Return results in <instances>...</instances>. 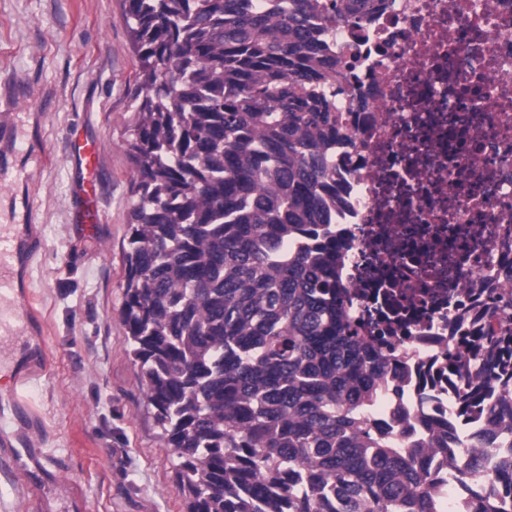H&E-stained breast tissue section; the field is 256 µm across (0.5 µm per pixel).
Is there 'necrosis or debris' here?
Instances as JSON below:
<instances>
[{"mask_svg": "<svg viewBox=\"0 0 512 512\" xmlns=\"http://www.w3.org/2000/svg\"><path fill=\"white\" fill-rule=\"evenodd\" d=\"M360 27L330 42L352 60L336 108L358 134L336 148L345 200L336 222L355 247L348 276L357 314L381 320L404 304L396 331L408 349L399 397L373 420L414 439L404 404L448 427L454 465L436 475L450 507L485 512V480L470 470L478 428L459 416L449 347L474 302L506 298L512 250V0H374Z\"/></svg>", "mask_w": 512, "mask_h": 512, "instance_id": "4bbe7bcc", "label": "necrosis or debris"}]
</instances>
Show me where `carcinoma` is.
Masks as SVG:
<instances>
[{"label": "carcinoma", "instance_id": "carcinoma-1", "mask_svg": "<svg viewBox=\"0 0 512 512\" xmlns=\"http://www.w3.org/2000/svg\"><path fill=\"white\" fill-rule=\"evenodd\" d=\"M372 0H122L142 101L122 310L187 512H435L448 431L407 444L375 427L389 337L348 311L353 240L336 229L326 87L350 65L327 41ZM488 372L465 416L512 394V315L449 365ZM512 482V459L486 472Z\"/></svg>", "mask_w": 512, "mask_h": 512}]
</instances>
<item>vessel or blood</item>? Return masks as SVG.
Listing matches in <instances>:
<instances>
[{
  "label": "vessel or blood",
  "instance_id": "obj_1",
  "mask_svg": "<svg viewBox=\"0 0 512 512\" xmlns=\"http://www.w3.org/2000/svg\"><path fill=\"white\" fill-rule=\"evenodd\" d=\"M13 78L0 80V151L18 154L22 141L16 130V121L9 108L15 100L10 88ZM67 159L75 177L72 202V222L79 232H87L92 225L101 223L99 195L101 191L100 158L104 149L101 138L71 131L67 137ZM37 221L34 212H27L23 229L0 227V332L14 335L27 331L35 322L29 301L20 299L15 292L13 271L16 264L30 263L43 246L32 229ZM40 361H32L28 371L18 373L14 379V392L10 394L11 412L16 430L0 432V462L33 474L43 472V450L27 434L28 413L22 403L21 389L32 374L38 373Z\"/></svg>",
  "mask_w": 512,
  "mask_h": 512
}]
</instances>
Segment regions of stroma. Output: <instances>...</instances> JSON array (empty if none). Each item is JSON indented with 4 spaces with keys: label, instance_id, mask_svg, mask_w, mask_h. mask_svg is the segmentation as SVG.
I'll return each instance as SVG.
<instances>
[{
    "label": "stroma",
    "instance_id": "stroma-1",
    "mask_svg": "<svg viewBox=\"0 0 512 512\" xmlns=\"http://www.w3.org/2000/svg\"><path fill=\"white\" fill-rule=\"evenodd\" d=\"M138 62L120 0H0V77L24 80L17 119L26 149L13 158L28 184L0 189V224L31 207L43 251L16 278L40 319L27 339L0 341V410L13 371L33 347L46 373L24 392L42 446L57 467L39 492L0 468V512H184L175 472L121 309L135 172L127 153L139 101ZM101 137L103 222H71V129Z\"/></svg>",
    "mask_w": 512,
    "mask_h": 512
}]
</instances>
